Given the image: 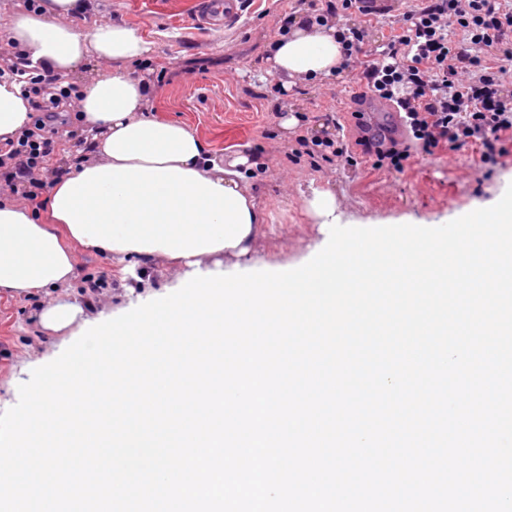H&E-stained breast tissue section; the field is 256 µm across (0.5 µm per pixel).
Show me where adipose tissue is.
Masks as SVG:
<instances>
[{
	"label": "adipose tissue",
	"mask_w": 512,
	"mask_h": 512,
	"mask_svg": "<svg viewBox=\"0 0 512 512\" xmlns=\"http://www.w3.org/2000/svg\"><path fill=\"white\" fill-rule=\"evenodd\" d=\"M90 7V0H44L41 11L15 15L0 33L54 73L94 59L111 64L80 85L84 147L66 175L50 177L47 220L0 198V294L69 287L77 245L118 263L135 258L205 272L213 256L247 254L261 235L248 187L258 161L219 157L185 124L156 119L152 83L131 73L148 64L151 42L107 20L79 31L75 22ZM266 61L286 91L335 78L344 62L335 20L295 16L268 44ZM30 112L18 86L0 82V142L30 125Z\"/></svg>",
	"instance_id": "adipose-tissue-1"
}]
</instances>
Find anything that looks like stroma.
<instances>
[{"label":"stroma","mask_w":512,"mask_h":512,"mask_svg":"<svg viewBox=\"0 0 512 512\" xmlns=\"http://www.w3.org/2000/svg\"><path fill=\"white\" fill-rule=\"evenodd\" d=\"M195 2L93 0L79 26L87 30L108 20L137 30L154 45V116L187 124L211 151L227 157L245 152L262 163L249 184L263 217L256 251L239 260L222 258L224 270L309 258L326 237L325 227L305 207L316 189L334 193L342 225L372 227L445 224L487 206L512 181V154L489 174L474 172L481 155L475 145L415 154L401 172L373 168L355 144L362 130L351 115L352 67L342 78L293 87L290 96L303 122L297 132H282L272 108L280 84L266 73V47L281 35L288 16L309 11L308 0H248L241 21L228 31L197 24ZM338 122L346 125L354 143V164L316 168L306 160L289 161L298 137H334ZM78 261L68 293L96 313H126L175 282L171 270L158 265L138 263L124 270L87 252ZM91 277L99 280L97 290L88 287ZM46 300L42 293L0 296V412L17 403L18 386L34 368L67 347L64 333L38 330L30 320Z\"/></svg>","instance_id":"obj_1"}]
</instances>
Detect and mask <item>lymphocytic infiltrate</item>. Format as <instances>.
<instances>
[{
	"instance_id": "obj_1",
	"label": "lymphocytic infiltrate",
	"mask_w": 512,
	"mask_h": 512,
	"mask_svg": "<svg viewBox=\"0 0 512 512\" xmlns=\"http://www.w3.org/2000/svg\"><path fill=\"white\" fill-rule=\"evenodd\" d=\"M340 37L360 86L403 114L407 141L358 138L374 168L403 169L415 146L431 154L477 144L485 164L512 150V0H411L378 45L367 46L362 26L344 27ZM3 79L20 84L33 113L30 127L0 149V181L37 209L47 184L35 173L74 138L79 90L28 69L16 49L0 60Z\"/></svg>"
}]
</instances>
